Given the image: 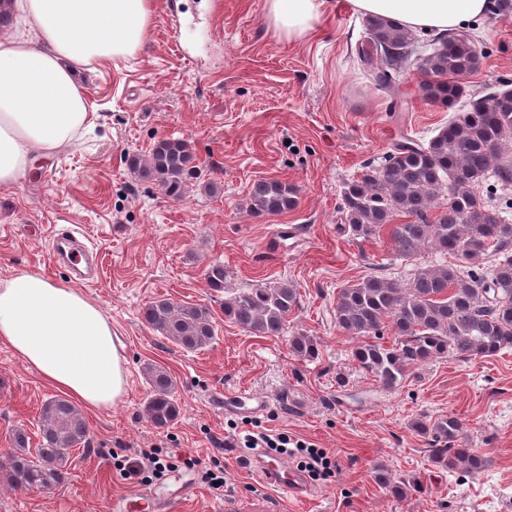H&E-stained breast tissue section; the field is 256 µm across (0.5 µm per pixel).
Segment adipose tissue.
<instances>
[{"label":"adipose tissue","instance_id":"obj_1","mask_svg":"<svg viewBox=\"0 0 512 512\" xmlns=\"http://www.w3.org/2000/svg\"><path fill=\"white\" fill-rule=\"evenodd\" d=\"M354 9L421 32H450L487 11V0H351ZM156 0H18L28 32L0 39V187L34 155H51L96 119L78 83L93 69L135 55ZM325 0H266L275 35L309 36ZM0 344L88 410L111 409L127 391L126 360L101 307L72 286L30 270L0 279Z\"/></svg>","mask_w":512,"mask_h":512}]
</instances>
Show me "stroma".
Returning <instances> with one entry per match:
<instances>
[{"label": "stroma", "instance_id": "35a3bbf8", "mask_svg": "<svg viewBox=\"0 0 512 512\" xmlns=\"http://www.w3.org/2000/svg\"><path fill=\"white\" fill-rule=\"evenodd\" d=\"M176 5L172 12L156 0L134 58L83 73L95 125L0 191V277L27 269L71 282L48 243L53 234L82 231L98 253L93 281L78 288L111 319L128 370L123 401L85 411L89 443L72 450L66 480L21 491L0 477V512H112L114 499L151 487L170 493L168 512H267L277 495L283 512H512V348L416 366L402 387L385 391L358 371L356 342L333 317L338 291L354 280L379 270L403 284L416 267L443 263L430 250L399 258L384 233L353 236L343 186L396 146L427 144L485 88L512 90V17L489 13L466 28L480 64L463 81V100L446 106L426 98L429 77L418 66L405 71L395 94L365 76L357 59L364 18L350 0H326L316 31L294 42L274 34L266 0ZM162 138L189 142L202 180L218 192L195 188L175 201L158 184L136 180L128 156ZM266 178L298 188L295 209L249 212L251 187ZM214 261L239 288L292 283L300 307L289 333L314 336L318 360L295 358L287 335L252 336L227 320L223 293L204 278ZM155 299L207 305L214 341L190 352L161 337L142 317ZM149 363L177 382L180 415L164 429L144 410ZM242 392L269 398L262 427L332 451L331 482L283 495L242 464L237 440L246 418L219 402ZM57 395L0 345V468L16 429L38 445L41 408ZM447 415L461 420L469 447L492 458L490 468L460 479L432 462L428 439L411 424ZM143 448L189 453L200 465L148 485L124 478L119 459ZM219 465L226 483L218 496L202 475ZM380 469L414 490L395 496L377 480Z\"/></svg>", "mask_w": 512, "mask_h": 512}]
</instances>
